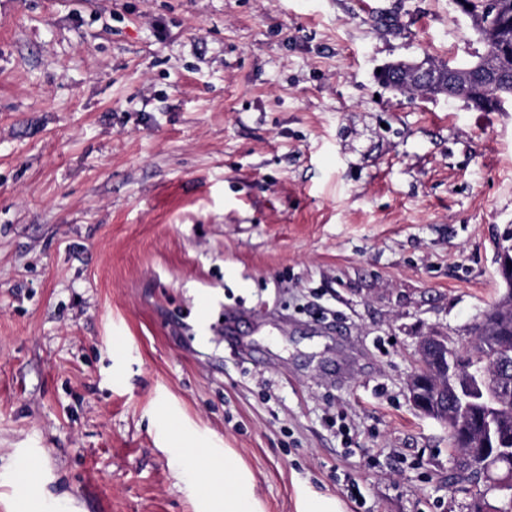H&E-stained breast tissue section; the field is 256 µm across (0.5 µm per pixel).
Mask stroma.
Returning a JSON list of instances; mask_svg holds the SVG:
<instances>
[{
    "mask_svg": "<svg viewBox=\"0 0 512 512\" xmlns=\"http://www.w3.org/2000/svg\"><path fill=\"white\" fill-rule=\"evenodd\" d=\"M483 50L456 0H0V512H224L226 456L467 512L406 383L505 289L512 102L378 71Z\"/></svg>",
    "mask_w": 512,
    "mask_h": 512,
    "instance_id": "35a3bbf8",
    "label": "stroma"
}]
</instances>
